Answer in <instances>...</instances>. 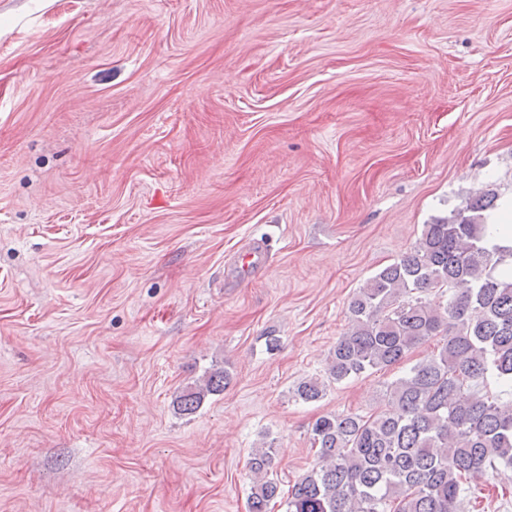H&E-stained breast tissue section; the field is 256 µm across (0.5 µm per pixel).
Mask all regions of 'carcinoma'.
I'll return each mask as SVG.
<instances>
[{
  "label": "carcinoma",
  "instance_id": "obj_1",
  "mask_svg": "<svg viewBox=\"0 0 512 512\" xmlns=\"http://www.w3.org/2000/svg\"><path fill=\"white\" fill-rule=\"evenodd\" d=\"M496 195L466 199L423 225L410 252L382 268L349 304L350 326L336 341L325 377L300 382L295 399H322L330 383L395 366L441 337L430 356L387 385L394 412L327 414L311 426L316 458L288 489L287 512H461L501 469L512 468V248L489 243L484 212ZM447 297L436 306L429 293ZM230 382L225 370L198 379L176 399L193 414ZM272 448L248 461L249 512L280 497Z\"/></svg>",
  "mask_w": 512,
  "mask_h": 512
}]
</instances>
